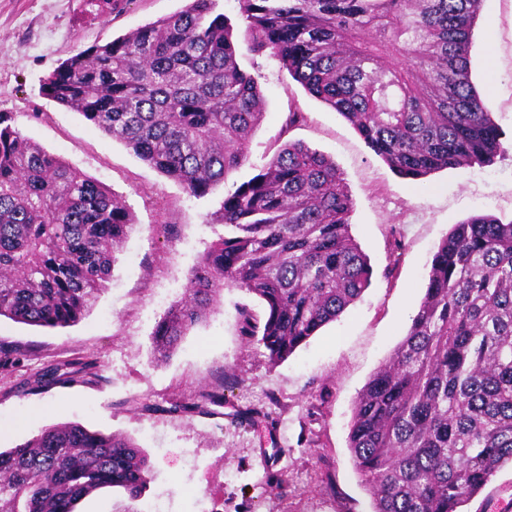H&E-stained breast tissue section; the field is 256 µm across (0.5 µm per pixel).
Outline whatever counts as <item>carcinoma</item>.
I'll return each instance as SVG.
<instances>
[{
  "label": "carcinoma",
  "mask_w": 512,
  "mask_h": 512,
  "mask_svg": "<svg viewBox=\"0 0 512 512\" xmlns=\"http://www.w3.org/2000/svg\"><path fill=\"white\" fill-rule=\"evenodd\" d=\"M233 39L215 0L67 58L41 93L124 143L195 197L247 159L264 112L244 55L276 58L313 97L343 116L405 178L502 152L488 98L469 74L482 0H237ZM399 54L405 67L391 68ZM343 173L300 141L224 195L218 235L190 270L183 296L157 323L167 358L226 288L265 305L258 323L237 309L243 335L271 366L285 361L369 288L372 269L349 232ZM133 219L91 177L27 139L0 112V317L39 327L76 323L107 288ZM23 367L0 348V368ZM67 371L96 375L75 357ZM224 404V384L178 406ZM372 512H464L512 464V220L472 216L432 259L425 294L390 359L368 380L348 433ZM148 456L131 440L58 423L0 449V512H74L104 487L137 501Z\"/></svg>",
  "instance_id": "carcinoma-1"
}]
</instances>
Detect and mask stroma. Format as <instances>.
I'll list each match as a JSON object with an SVG mask.
<instances>
[{
    "label": "stroma",
    "instance_id": "stroma-1",
    "mask_svg": "<svg viewBox=\"0 0 512 512\" xmlns=\"http://www.w3.org/2000/svg\"><path fill=\"white\" fill-rule=\"evenodd\" d=\"M186 0H0V112L22 133L125 202L134 225L105 291L73 326L42 328L0 318V345L26 354L32 376L83 356L97 376L15 392L0 373V448L45 426L74 422L130 437L152 472L142 503L164 512H372L348 448L352 408L370 376L405 335L440 241L473 215L512 219V0H483L470 49L471 80L491 102L504 153L412 180L397 175L334 109L308 94L270 56L242 57L256 75L264 117L246 162L230 181L255 176L286 143L299 140L344 174L353 208L350 233L370 259L371 284L334 322L270 366L241 333L237 309L263 315L256 297L225 289L177 350L158 359L152 334L179 299L200 253L223 232V189L203 197L140 160L92 122L48 100L43 80L65 59L172 15ZM306 120L286 129L289 110ZM219 414L173 412L216 377ZM149 399L153 411L141 410ZM466 512H512V466L499 470Z\"/></svg>",
    "mask_w": 512,
    "mask_h": 512
}]
</instances>
